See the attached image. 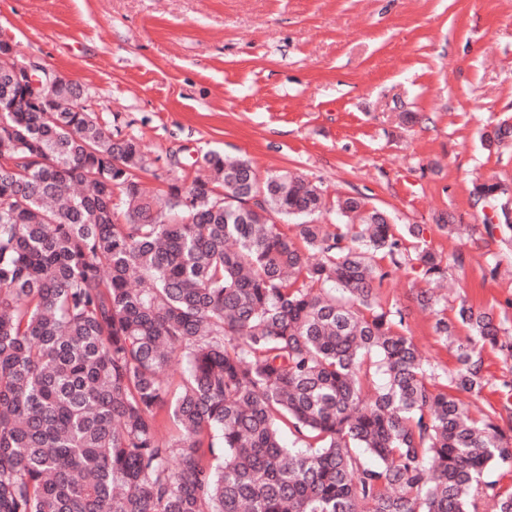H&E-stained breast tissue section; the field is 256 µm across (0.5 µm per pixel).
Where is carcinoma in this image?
<instances>
[{
    "label": "carcinoma",
    "mask_w": 512,
    "mask_h": 512,
    "mask_svg": "<svg viewBox=\"0 0 512 512\" xmlns=\"http://www.w3.org/2000/svg\"><path fill=\"white\" fill-rule=\"evenodd\" d=\"M45 92L34 109L0 69V512H512L484 480L512 466L509 406L474 416L448 393L480 397L482 350L512 341L460 303L472 335L428 386L404 310L379 299L374 254L409 259L384 211L338 197L330 231L316 185L216 151L169 170L158 199L142 184L154 160L80 84ZM510 141L508 124L487 136ZM476 194L511 233L507 189ZM408 232L439 283L442 259ZM415 301L453 336L446 296Z\"/></svg>",
    "instance_id": "carcinoma-1"
}]
</instances>
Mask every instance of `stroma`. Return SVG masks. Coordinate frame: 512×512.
<instances>
[{"label":"stroma","mask_w":512,"mask_h":512,"mask_svg":"<svg viewBox=\"0 0 512 512\" xmlns=\"http://www.w3.org/2000/svg\"><path fill=\"white\" fill-rule=\"evenodd\" d=\"M0 39L82 85L100 122L154 158L150 185L216 150L361 197L422 227L448 319L464 300L512 336V236L485 228L475 194L512 187V151L485 144L512 124V0H0ZM425 286L413 260L380 301L406 309L428 364L455 370L414 300ZM483 360L478 403L501 405L512 355Z\"/></svg>","instance_id":"stroma-1"}]
</instances>
